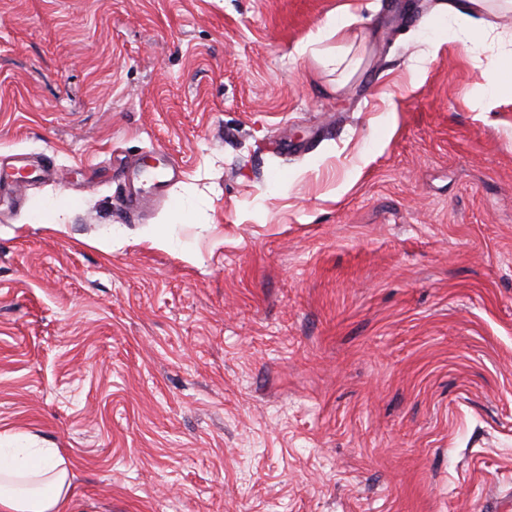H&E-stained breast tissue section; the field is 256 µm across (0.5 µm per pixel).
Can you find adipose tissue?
<instances>
[{
	"mask_svg": "<svg viewBox=\"0 0 512 512\" xmlns=\"http://www.w3.org/2000/svg\"><path fill=\"white\" fill-rule=\"evenodd\" d=\"M352 14L327 18L299 45V52L317 51L323 65L341 66L340 52L326 40L350 26ZM65 458L54 448L0 444V512H75Z\"/></svg>",
	"mask_w": 512,
	"mask_h": 512,
	"instance_id": "ef3b65f1",
	"label": "adipose tissue"
}]
</instances>
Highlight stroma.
I'll list each match as a JSON object with an SVG mask.
<instances>
[{
  "instance_id": "1",
  "label": "stroma",
  "mask_w": 512,
  "mask_h": 512,
  "mask_svg": "<svg viewBox=\"0 0 512 512\" xmlns=\"http://www.w3.org/2000/svg\"><path fill=\"white\" fill-rule=\"evenodd\" d=\"M459 3L0 0V160L58 175L0 212V442L82 512L512 503V11ZM354 15L346 12L336 17V14L327 18L322 26H319L316 31L311 32L305 42L297 47L300 54L310 50L312 53L317 54L324 66H335L336 70L344 63L345 59L342 57L339 48L336 47V52L332 48L319 49L317 46L322 45L326 40L336 34V36L345 28L350 26L353 22ZM485 80L491 94L512 95V61L503 69L491 71L485 75Z\"/></svg>"
}]
</instances>
